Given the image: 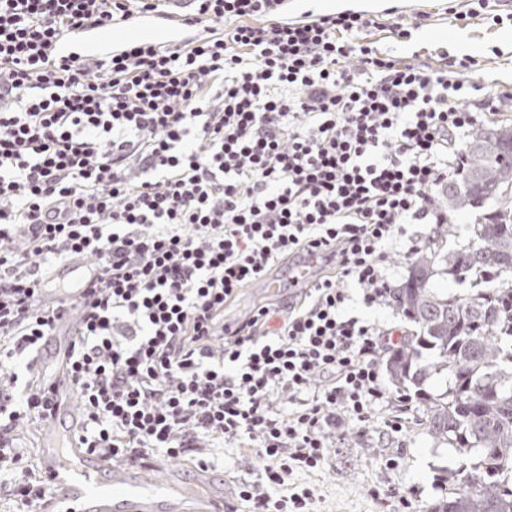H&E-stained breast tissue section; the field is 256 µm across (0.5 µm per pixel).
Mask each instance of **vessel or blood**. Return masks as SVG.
Wrapping results in <instances>:
<instances>
[{"label": "vessel or blood", "mask_w": 512, "mask_h": 512, "mask_svg": "<svg viewBox=\"0 0 512 512\" xmlns=\"http://www.w3.org/2000/svg\"><path fill=\"white\" fill-rule=\"evenodd\" d=\"M99 32L83 31L67 37L56 51L64 55H92L106 50ZM319 258L314 254L300 257L290 268L291 281L305 286L314 280ZM64 272L76 274L79 282L93 284L100 280L101 269L86 259L68 262ZM41 304L56 309L58 317L46 338L58 359H66L81 323L78 305H58L52 292H38ZM55 394L52 412L44 427L49 435H56L63 415L75 412L73 390L68 376L54 370L50 376ZM81 470L46 461L44 478L50 488L49 506L52 512H181L184 503L200 496L197 481L186 479L174 482L163 465L139 462L112 463L100 457L81 454ZM112 476L110 485L99 481L101 472Z\"/></svg>", "instance_id": "vessel-or-blood-1"}]
</instances>
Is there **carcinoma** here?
Masks as SVG:
<instances>
[{
    "label": "carcinoma",
    "instance_id": "1",
    "mask_svg": "<svg viewBox=\"0 0 512 512\" xmlns=\"http://www.w3.org/2000/svg\"><path fill=\"white\" fill-rule=\"evenodd\" d=\"M465 157L461 178L443 192L448 210L474 213L490 202L496 208L477 220L476 243L443 256L428 246L413 256L391 304L419 333L387 354L386 370L396 387L418 392L444 376L443 393L422 396L425 428L434 440L478 458L448 476L446 496L428 512H512V349L502 346L503 301L512 288L452 298L431 287L440 262L455 276L512 275V127H476Z\"/></svg>",
    "mask_w": 512,
    "mask_h": 512
}]
</instances>
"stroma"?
<instances>
[{"instance_id": "1", "label": "stroma", "mask_w": 512, "mask_h": 512, "mask_svg": "<svg viewBox=\"0 0 512 512\" xmlns=\"http://www.w3.org/2000/svg\"><path fill=\"white\" fill-rule=\"evenodd\" d=\"M467 0H363L364 9L384 12L385 25L372 30L377 46L394 55L420 54L431 61L440 54L478 60L471 78L482 87L483 95L494 94L512 85V0H495L504 23L491 18H462ZM425 19L410 38H399L393 24L406 25L416 14ZM423 401L413 397L403 447H383L377 433H370L365 445L346 439L336 457L325 468L299 473L296 484L313 488L318 512H396L398 495L407 496L412 512H427L428 505L442 496L448 474L463 470L468 460L455 448L435 442L423 424ZM399 461L395 469L385 468L384 458ZM181 477L198 480L199 500L190 502L191 512H210L214 499L225 487L241 480L255 479L263 467L254 453L241 448L213 449L207 467L192 459L171 461Z\"/></svg>"}]
</instances>
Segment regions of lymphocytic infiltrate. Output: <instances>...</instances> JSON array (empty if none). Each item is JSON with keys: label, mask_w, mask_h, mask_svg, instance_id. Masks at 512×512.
<instances>
[{"label": "lymphocytic infiltrate", "mask_w": 512, "mask_h": 512, "mask_svg": "<svg viewBox=\"0 0 512 512\" xmlns=\"http://www.w3.org/2000/svg\"><path fill=\"white\" fill-rule=\"evenodd\" d=\"M286 12L192 0L194 37L69 57L67 35L168 20L165 0H0V483L27 512L49 494L19 444L51 401L32 373L56 314L37 290L76 256L103 277L67 366L74 447L249 448L264 463L235 492L249 512H314L294 472L374 425L406 432L376 421L389 333L344 309L354 287L386 303L393 255L419 248L407 225L447 223L467 138L512 91L479 98L467 56L382 53L370 12ZM312 252L314 284L225 322L243 288Z\"/></svg>", "instance_id": "f902f5d3"}]
</instances>
